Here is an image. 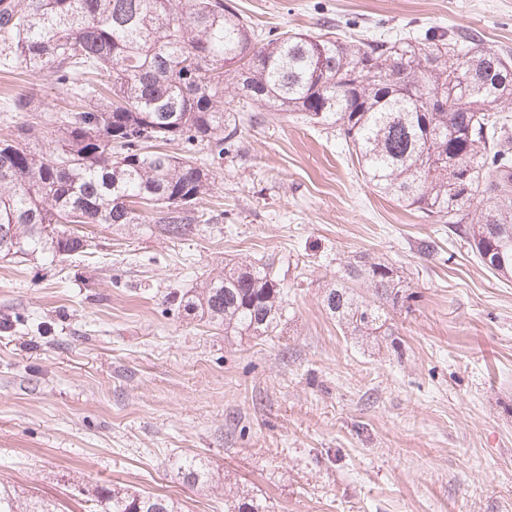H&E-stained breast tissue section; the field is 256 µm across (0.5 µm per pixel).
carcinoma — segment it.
Returning a JSON list of instances; mask_svg holds the SVG:
<instances>
[{"label": "carcinoma", "mask_w": 512, "mask_h": 512, "mask_svg": "<svg viewBox=\"0 0 512 512\" xmlns=\"http://www.w3.org/2000/svg\"><path fill=\"white\" fill-rule=\"evenodd\" d=\"M19 65L66 89L54 147L25 146L24 124L0 138V256L82 252L75 224L153 223L173 237L210 221L213 182L191 156L223 155L254 110L336 132L361 173L404 207L469 240L491 273L512 276V57L476 36L437 33L361 41L328 25L316 34L257 29L226 0H0V66ZM233 89L237 109H224ZM35 112L32 97L8 101ZM371 291L359 298L355 286ZM402 299L395 270L350 262L323 304L353 336L383 327ZM224 335L268 336L286 316L274 263L224 266L200 290L172 298ZM190 486L213 482L207 464L179 462ZM101 512H180L164 496L94 488ZM0 512H61L35 496L20 507L0 484ZM224 512H267L249 494Z\"/></svg>", "instance_id": "carcinoma-1"}]
</instances>
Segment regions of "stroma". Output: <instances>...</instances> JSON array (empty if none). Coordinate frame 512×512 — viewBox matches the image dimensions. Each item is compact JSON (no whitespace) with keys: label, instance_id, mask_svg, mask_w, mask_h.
<instances>
[{"label":"stroma","instance_id":"1","mask_svg":"<svg viewBox=\"0 0 512 512\" xmlns=\"http://www.w3.org/2000/svg\"><path fill=\"white\" fill-rule=\"evenodd\" d=\"M231 2L265 29H455L512 53V0ZM20 93L44 115L67 101L0 70V104ZM209 169L211 220L189 236L91 226L86 251L0 258V482L70 512L95 509L78 484L181 512H224L241 490L268 512H512V277L376 192L332 130L256 122ZM363 254L403 284L378 336L343 333L322 302ZM267 260L288 310L272 335L227 336L169 302ZM189 455L211 486L178 479Z\"/></svg>","mask_w":512,"mask_h":512}]
</instances>
